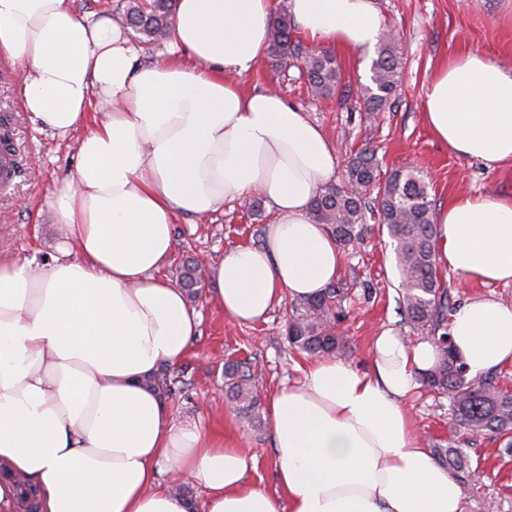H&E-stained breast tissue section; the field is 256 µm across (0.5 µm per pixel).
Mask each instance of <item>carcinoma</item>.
Segmentation results:
<instances>
[{
	"label": "carcinoma",
	"mask_w": 512,
	"mask_h": 512,
	"mask_svg": "<svg viewBox=\"0 0 512 512\" xmlns=\"http://www.w3.org/2000/svg\"><path fill=\"white\" fill-rule=\"evenodd\" d=\"M175 0H125L119 18L133 32L158 43L171 32ZM270 66L275 73L298 67L308 91L329 96L339 91L342 74L336 57L326 50L309 49L295 37V22L285 5L270 19ZM400 52L395 36L386 35L371 67V84L360 90L364 111L375 114L391 106L400 78ZM373 151L363 149L352 157L347 185L330 184L314 199V221L328 225L336 242L348 248L370 231L368 215L387 229L393 242L399 272L398 303L404 322L427 335L442 353L440 362L421 378L428 389L448 396L455 426L472 435L490 432L512 447V391L496 385L493 377H471L455 354L448 321L456 310L450 288L443 281L436 260L437 227L433 224L429 183L420 171L404 167L383 183ZM177 279L188 296L199 295L204 286L197 263L188 259L177 271ZM343 288L331 286L293 308L286 338L289 345L315 357H344L352 352L348 338L332 322V308L340 301ZM225 394L238 412L253 422L259 397L252 377L241 362L224 364ZM435 459L448 468L463 487L472 470L468 456L452 446L438 443Z\"/></svg>",
	"instance_id": "carcinoma-1"
}]
</instances>
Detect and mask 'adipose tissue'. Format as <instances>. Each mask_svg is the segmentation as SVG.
<instances>
[{
	"label": "adipose tissue",
	"mask_w": 512,
	"mask_h": 512,
	"mask_svg": "<svg viewBox=\"0 0 512 512\" xmlns=\"http://www.w3.org/2000/svg\"><path fill=\"white\" fill-rule=\"evenodd\" d=\"M279 0H176L168 60L144 64L111 15L73 0H0V58L41 129L79 132L77 159L48 204L65 232L50 264L0 255V512L21 491L38 512H190L161 471L208 493L207 512H462L457 479L415 433L406 399L431 370L429 341L393 329L371 368L316 360L267 402L277 490L247 478V449L175 421L144 384L181 360L200 316L161 278L178 215L264 198L260 244L210 268L214 298L240 324L284 297L330 286L343 254L312 201L338 156L323 129L273 90L238 78L265 55ZM311 40L355 53L376 46L374 0H287ZM110 105L91 121L92 101ZM449 151L512 162V69L468 51L442 63L424 99ZM437 261L481 285L512 284V200L462 196L437 217ZM469 374L512 364V304L475 297L449 322Z\"/></svg>",
	"instance_id": "adipose-tissue-1"
}]
</instances>
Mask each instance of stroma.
<instances>
[{
  "instance_id": "35a3bbf8",
  "label": "stroma",
  "mask_w": 512,
  "mask_h": 512,
  "mask_svg": "<svg viewBox=\"0 0 512 512\" xmlns=\"http://www.w3.org/2000/svg\"><path fill=\"white\" fill-rule=\"evenodd\" d=\"M385 28L397 34L401 77L390 108L368 116L358 97L369 83L376 51L337 52L346 92L315 97L306 89L298 69L280 77V91L289 104L306 112L321 126L338 154L336 185L346 182L351 152L373 148L381 179L399 167H418L430 185L435 209H442L465 194L492 193L512 199V165L496 169L449 152L429 130L423 101L437 66L460 52L478 51L512 67V0H375ZM18 73L0 61V116L9 115L19 155L13 181L0 187V252L49 263L62 239L61 227L48 206V196L68 178L76 162V136L64 138L39 131L22 108L17 94ZM274 214L265 200L254 207L233 201L206 218L177 217L174 252L162 270L168 281L182 261L192 256L218 260L238 245L259 244ZM337 280L344 299L335 313L352 347L350 365L365 370L371 364V344L387 327L410 335L398 309L399 274L387 234L372 233L363 244L346 251ZM294 299L284 298L267 321L241 325L226 317L204 287L193 300L199 312L200 334L177 365L167 367L172 387L166 396L172 415L197 421L204 431L223 433L249 450L248 478L267 491H275V450L268 425L251 427L226 403L224 363H247L261 400L282 385L303 380L311 357L290 348L285 325ZM406 409L425 447L450 442L455 433L448 398L418 389ZM472 476L463 491L464 512H512V451L496 438L467 437Z\"/></svg>"
}]
</instances>
